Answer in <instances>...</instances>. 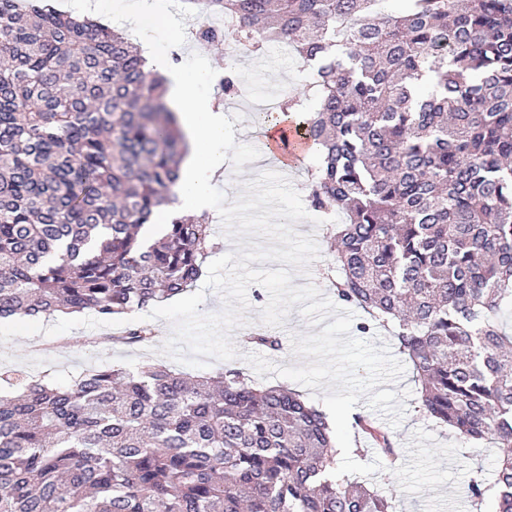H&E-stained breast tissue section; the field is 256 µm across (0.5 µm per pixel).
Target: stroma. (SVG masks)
I'll use <instances>...</instances> for the list:
<instances>
[{
  "label": "stroma",
  "mask_w": 512,
  "mask_h": 512,
  "mask_svg": "<svg viewBox=\"0 0 512 512\" xmlns=\"http://www.w3.org/2000/svg\"><path fill=\"white\" fill-rule=\"evenodd\" d=\"M238 70L256 94L283 88L291 97L302 99L304 108L314 106L313 100L306 97L309 72L296 54L281 53L273 44L265 47L260 55L241 59ZM224 113L228 171L218 180L217 186L232 202L240 196L246 182L269 171L270 166L252 152L250 134L255 128L252 109L228 107ZM294 229L300 234L313 235L320 251L319 258L309 265L307 273H295L294 285L311 283L322 292H329V282L323 272L333 263L334 255L327 247L326 225L303 220L297 222ZM120 332V327L104 326L79 327L55 336H17L0 343V370L15 371L27 377L45 375L57 385L68 386L86 370L103 365L135 370L146 364H173L178 371L192 376H213L232 367L240 369L247 382L282 386L300 394L315 408L323 406L310 389L297 382L273 373L257 374L245 360L254 348L241 342L240 330L231 333L238 357L226 362L214 360L202 369L174 364L172 358L156 352L151 344L127 346L115 343L114 338ZM390 388L404 402L405 413L398 426H391L382 413L371 410L365 401H358L355 406L356 412L370 416L379 426L387 428L399 449L394 470H382L365 477L366 486L390 500L396 512H493V493H486L482 507L478 508L468 498L466 490L476 471L488 474L495 468L498 449L489 444L465 443L452 431L436 426L418 412L415 404L417 384L412 370H405Z\"/></svg>",
  "instance_id": "stroma-1"
}]
</instances>
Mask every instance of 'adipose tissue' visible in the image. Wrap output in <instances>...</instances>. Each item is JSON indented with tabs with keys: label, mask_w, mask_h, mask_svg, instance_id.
<instances>
[{
	"label": "adipose tissue",
	"mask_w": 512,
	"mask_h": 512,
	"mask_svg": "<svg viewBox=\"0 0 512 512\" xmlns=\"http://www.w3.org/2000/svg\"><path fill=\"white\" fill-rule=\"evenodd\" d=\"M115 22L142 34V46L151 57L153 67L169 78L167 102L176 113L188 144L177 188L176 208L203 214L212 209V184L223 176L226 164L224 112L208 95L202 94L204 74L188 75L175 69L165 45L156 43L147 19L161 16L158 0H115Z\"/></svg>",
	"instance_id": "obj_1"
}]
</instances>
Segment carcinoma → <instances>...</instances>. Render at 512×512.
<instances>
[{"label":"carcinoma","mask_w":512,"mask_h":512,"mask_svg":"<svg viewBox=\"0 0 512 512\" xmlns=\"http://www.w3.org/2000/svg\"><path fill=\"white\" fill-rule=\"evenodd\" d=\"M217 9L252 51L288 44L316 103L308 202L336 223V301L396 337L418 410L504 449L494 512H512V0H181ZM224 97L241 91L224 57ZM183 136L163 78L129 37L44 0H0V318L129 315L202 275L209 217H173ZM128 323L118 343L154 342ZM246 342L282 350L266 330ZM0 396V512H395L332 472L336 439L300 396L238 370L107 366ZM390 467L388 431L355 415Z\"/></svg>","instance_id":"1"}]
</instances>
